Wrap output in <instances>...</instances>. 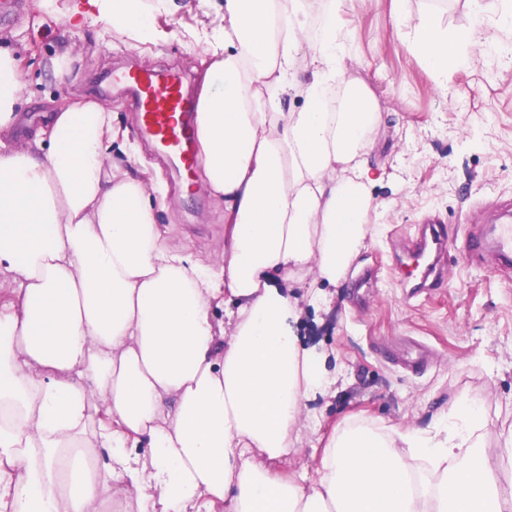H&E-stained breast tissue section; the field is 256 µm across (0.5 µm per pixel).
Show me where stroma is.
Masks as SVG:
<instances>
[{
  "label": "stroma",
  "mask_w": 512,
  "mask_h": 512,
  "mask_svg": "<svg viewBox=\"0 0 512 512\" xmlns=\"http://www.w3.org/2000/svg\"><path fill=\"white\" fill-rule=\"evenodd\" d=\"M179 9L156 16L169 31L167 41L138 50L125 36L102 23H68L70 0H57L55 13L25 0V11L13 25L0 27V42L14 49L23 73L20 112L27 129L44 123L59 90L95 96L99 80L133 66L184 75L198 89L203 51L188 30L221 21L220 4L211 0H177ZM405 0L396 15L393 0H344L338 14L353 49L347 60L354 76L374 92L383 121L367 156L381 179L372 194L378 205L369 215L364 247L342 279L326 286L330 305L305 306L298 334L301 341L328 355L336 370V393L311 400L292 438L297 472L314 475L316 450L345 416L359 415L385 424L423 428L446 411L449 402L478 405L490 420L485 435L487 456L499 462L501 482L512 481V457L502 449L512 436V283L493 265L471 267L459 248L447 256L448 285L429 297L405 299L399 268L405 239L415 225L441 217L450 238H461L470 224L484 217L477 202L495 206L512 199V64L483 55L448 70L447 87H439L416 57L409 41L394 33L434 15L448 29L473 23L469 0ZM70 50L72 62L55 74L52 61ZM115 124L122 127L141 167L160 175L169 206L160 217L167 241L204 263L224 256V205L199 177L189 195L170 172V159L138 129L122 92L106 96ZM373 269L376 286L356 298L353 278ZM413 337L428 345L433 360L414 375L401 373L385 359L396 341Z\"/></svg>",
  "instance_id": "1"
}]
</instances>
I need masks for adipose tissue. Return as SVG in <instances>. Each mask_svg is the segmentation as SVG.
Returning a JSON list of instances; mask_svg holds the SVG:
<instances>
[{
	"label": "adipose tissue",
	"mask_w": 512,
	"mask_h": 512,
	"mask_svg": "<svg viewBox=\"0 0 512 512\" xmlns=\"http://www.w3.org/2000/svg\"><path fill=\"white\" fill-rule=\"evenodd\" d=\"M477 24L410 32L436 76L494 47L512 0H470ZM340 0L299 59L309 0H222L203 30L197 102L205 175L227 244L206 265L159 230L167 207L103 102L52 108L9 146L22 70L0 47V506L5 512H512V483L481 451L486 415L450 403L427 429L348 419L314 479L284 469L310 400L337 376L297 334V283L331 285L363 247L382 121L346 74ZM175 0H74L133 47L167 37ZM340 86L341 99L330 95ZM299 106H289L291 97ZM224 307L228 320L215 322Z\"/></svg>",
	"instance_id": "obj_1"
}]
</instances>
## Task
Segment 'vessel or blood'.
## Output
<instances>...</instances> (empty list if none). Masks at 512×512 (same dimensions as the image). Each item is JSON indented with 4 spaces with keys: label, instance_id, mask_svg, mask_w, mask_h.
Returning <instances> with one entry per match:
<instances>
[{
    "label": "vessel or blood",
    "instance_id": "obj_1",
    "mask_svg": "<svg viewBox=\"0 0 512 512\" xmlns=\"http://www.w3.org/2000/svg\"><path fill=\"white\" fill-rule=\"evenodd\" d=\"M112 84L133 92L134 118L140 131L163 151L175 154L186 176H193L197 165L195 103L185 90L182 76L131 69L113 78ZM461 247L470 265L482 266L492 259L512 279V222L471 225ZM448 249V234L441 220L419 225L406 245V259L412 271L402 286L408 296L446 286L442 260Z\"/></svg>",
    "mask_w": 512,
    "mask_h": 512
}]
</instances>
